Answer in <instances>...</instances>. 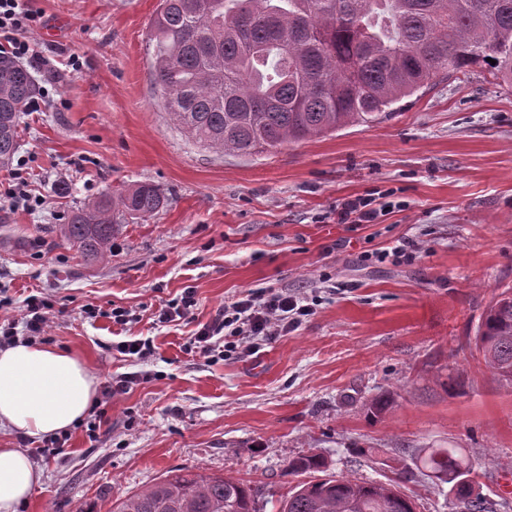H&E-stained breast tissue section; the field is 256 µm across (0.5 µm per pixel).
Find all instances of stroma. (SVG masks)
Masks as SVG:
<instances>
[{
	"instance_id": "35a3bbf8",
	"label": "stroma",
	"mask_w": 512,
	"mask_h": 512,
	"mask_svg": "<svg viewBox=\"0 0 512 512\" xmlns=\"http://www.w3.org/2000/svg\"><path fill=\"white\" fill-rule=\"evenodd\" d=\"M159 3L36 0L45 24L24 66L48 107L22 115L18 153L41 204L0 208V299L15 317L48 294L45 346L78 355L98 385L148 380L114 399L96 434L79 422L35 460L43 480L18 512H112L182 467L250 482L277 512L299 481L289 461L310 454L333 475L400 480L416 512H452L447 485L418 466L424 448L462 449L476 489L512 512V389L475 348L485 310L512 288V85L472 67L374 123L216 153L160 104L147 51ZM142 182L164 205L123 224L108 260L64 237L73 211ZM354 197L373 222L337 223ZM187 288L193 318L158 322ZM268 288L307 298L313 315L250 356L188 352L200 324ZM132 336L152 340L148 358L113 354ZM377 396L388 406L374 418Z\"/></svg>"
}]
</instances>
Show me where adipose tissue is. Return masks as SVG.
Returning a JSON list of instances; mask_svg holds the SVG:
<instances>
[{
  "mask_svg": "<svg viewBox=\"0 0 512 512\" xmlns=\"http://www.w3.org/2000/svg\"><path fill=\"white\" fill-rule=\"evenodd\" d=\"M96 378L74 354L42 345L0 349V433L41 437L89 412ZM43 475L16 448H0V512H15Z\"/></svg>",
  "mask_w": 512,
  "mask_h": 512,
  "instance_id": "ef3b65f1",
  "label": "adipose tissue"
}]
</instances>
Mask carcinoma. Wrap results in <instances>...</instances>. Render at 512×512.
<instances>
[{
    "mask_svg": "<svg viewBox=\"0 0 512 512\" xmlns=\"http://www.w3.org/2000/svg\"><path fill=\"white\" fill-rule=\"evenodd\" d=\"M151 71L164 109L193 143L260 155L294 141L371 124L434 78L487 66L512 84V0H161ZM0 74V166L17 150L19 114L36 92L12 56ZM495 63L488 62V59ZM163 205L151 183L74 211L64 236L105 260L124 216ZM485 366L512 387V290L477 329ZM423 467L448 485L456 512H491L458 448H432ZM317 455L288 474L324 471ZM259 489L232 476L176 469L113 504V512H259ZM279 512H415L395 481L326 476L295 485Z\"/></svg>",
    "mask_w": 512,
    "mask_h": 512,
    "instance_id": "carcinoma-1",
    "label": "carcinoma"
}]
</instances>
